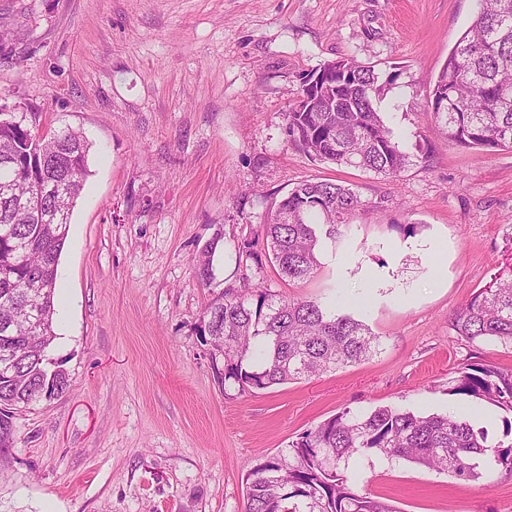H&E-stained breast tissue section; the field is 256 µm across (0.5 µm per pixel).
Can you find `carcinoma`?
<instances>
[{
    "instance_id": "carcinoma-1",
    "label": "carcinoma",
    "mask_w": 512,
    "mask_h": 512,
    "mask_svg": "<svg viewBox=\"0 0 512 512\" xmlns=\"http://www.w3.org/2000/svg\"><path fill=\"white\" fill-rule=\"evenodd\" d=\"M327 87L336 111L314 112L309 82ZM379 74L348 57L303 77L286 118L289 140L311 157L397 176L409 163L394 131L373 106ZM424 111L448 142L484 151L512 149V0H479L471 25L448 54ZM91 149L80 130L42 131L32 112H0V404L15 408L61 395L67 372L47 355L53 329L58 266L70 216L90 174ZM361 204L347 185L300 183L270 212L263 250L247 242L245 257H266L291 280L319 266L321 237L336 233ZM213 247L198 256L197 276L212 278ZM214 354L224 357L220 378L246 392L355 363L380 342L362 321L316 301L273 300L261 284L238 290L204 312ZM458 335L512 346V267L478 290L456 313ZM455 394L512 408V372L490 365L464 367ZM374 453L446 471L461 480L512 478V422L503 439L454 413L421 414L379 407L368 415L348 410L307 431L288 454L267 457L246 479L245 512H395L368 490L348 484L354 454Z\"/></svg>"
}]
</instances>
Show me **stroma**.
Segmentation results:
<instances>
[{
  "mask_svg": "<svg viewBox=\"0 0 512 512\" xmlns=\"http://www.w3.org/2000/svg\"><path fill=\"white\" fill-rule=\"evenodd\" d=\"M477 0H0V110L91 143L58 267L48 355L71 386L15 410L0 512H244L262 456L338 412H452L501 439L512 412L451 394L460 369L512 372L458 310L502 261L512 150L449 143L424 110ZM350 56L410 163L396 177L312 159L286 134L302 77ZM310 181L363 207L304 281L240 261ZM215 244L213 278L193 259ZM335 304L381 341L359 363L267 390L221 385L203 313L228 287ZM349 484L395 512H512V478L460 480L361 455Z\"/></svg>",
  "mask_w": 512,
  "mask_h": 512,
  "instance_id": "obj_1",
  "label": "stroma"
}]
</instances>
